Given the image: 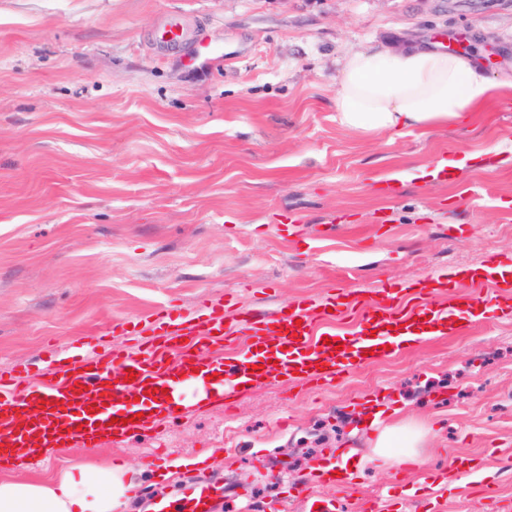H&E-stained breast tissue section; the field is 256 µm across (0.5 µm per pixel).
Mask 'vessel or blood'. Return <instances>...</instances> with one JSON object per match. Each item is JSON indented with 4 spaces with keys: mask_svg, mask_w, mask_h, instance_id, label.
<instances>
[{
    "mask_svg": "<svg viewBox=\"0 0 512 512\" xmlns=\"http://www.w3.org/2000/svg\"><path fill=\"white\" fill-rule=\"evenodd\" d=\"M490 257L486 270L470 280L473 293L450 292L451 273H431L411 284L359 290L335 297L293 299L286 310L263 316L223 301L194 314L158 312L150 335L137 347L89 348L60 371L32 375V365L0 364V470L28 469L37 462L28 448H94L108 439L119 444L135 436L157 437L162 423L185 418L183 389L203 381L207 402L232 409V392L252 383H276L299 376L325 388L363 364V355L387 358L401 336H433L451 329L461 315L477 310V293L503 316L512 315V273ZM216 374L207 382V374ZM348 464L332 461L313 482L344 488L352 484ZM223 485L191 482L177 500H151L152 512H214Z\"/></svg>",
    "mask_w": 512,
    "mask_h": 512,
    "instance_id": "b4317fda",
    "label": "vessel or blood"
}]
</instances>
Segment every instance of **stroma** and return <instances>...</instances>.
I'll return each instance as SVG.
<instances>
[{
  "instance_id": "obj_1",
  "label": "stroma",
  "mask_w": 512,
  "mask_h": 512,
  "mask_svg": "<svg viewBox=\"0 0 512 512\" xmlns=\"http://www.w3.org/2000/svg\"><path fill=\"white\" fill-rule=\"evenodd\" d=\"M171 21L185 40L159 44ZM456 31L489 75L512 70V0H0V363L45 366L110 323L103 344L125 343L164 308L270 313L512 258V99L426 134L334 120L350 53ZM443 159L447 181L429 174ZM235 401L162 429L176 459L222 446L231 465L160 485L141 464L151 438L105 455L170 496L223 483L216 512H304L332 448L357 475L347 512H512V319H467L326 389ZM370 404L380 424L437 423L428 464L476 457L481 474L400 476L373 451Z\"/></svg>"
}]
</instances>
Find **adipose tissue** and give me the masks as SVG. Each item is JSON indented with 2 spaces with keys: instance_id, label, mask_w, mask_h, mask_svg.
I'll use <instances>...</instances> for the list:
<instances>
[{
  "instance_id": "adipose-tissue-1",
  "label": "adipose tissue",
  "mask_w": 512,
  "mask_h": 512,
  "mask_svg": "<svg viewBox=\"0 0 512 512\" xmlns=\"http://www.w3.org/2000/svg\"><path fill=\"white\" fill-rule=\"evenodd\" d=\"M512 98V72L490 77L470 56L425 44L351 53L336 78V122L367 136L462 125L493 102ZM431 430L403 421L384 426L378 455L418 459ZM119 461H86L45 481L0 479V512H121L135 489Z\"/></svg>"
}]
</instances>
